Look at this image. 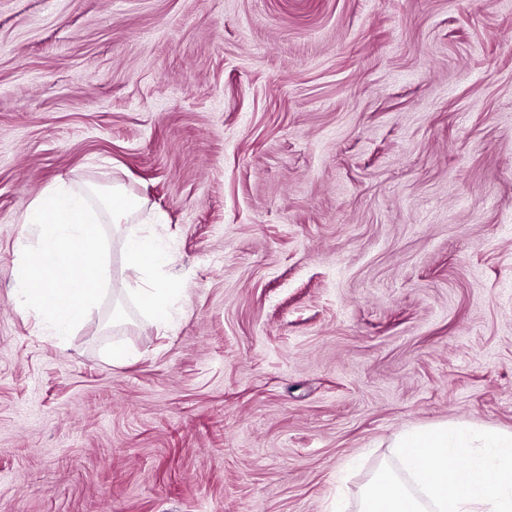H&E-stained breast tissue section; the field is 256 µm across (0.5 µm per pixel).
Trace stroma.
Segmentation results:
<instances>
[{"label":"stroma","mask_w":512,"mask_h":512,"mask_svg":"<svg viewBox=\"0 0 512 512\" xmlns=\"http://www.w3.org/2000/svg\"><path fill=\"white\" fill-rule=\"evenodd\" d=\"M61 182L139 201L65 339L15 282ZM445 422L512 432V0H0V512H359ZM125 256L141 309L154 322L168 321L177 292L157 280L169 264L166 246L149 233L130 230L125 238Z\"/></svg>","instance_id":"1"}]
</instances>
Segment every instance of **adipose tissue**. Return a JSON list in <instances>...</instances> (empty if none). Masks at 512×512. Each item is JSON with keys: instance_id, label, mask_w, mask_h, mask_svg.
<instances>
[{"instance_id": "ef3b65f1", "label": "adipose tissue", "mask_w": 512, "mask_h": 512, "mask_svg": "<svg viewBox=\"0 0 512 512\" xmlns=\"http://www.w3.org/2000/svg\"><path fill=\"white\" fill-rule=\"evenodd\" d=\"M125 256L141 309L154 322L168 321L176 291L158 280L169 264L166 246L151 234L133 230L125 238Z\"/></svg>"}]
</instances>
